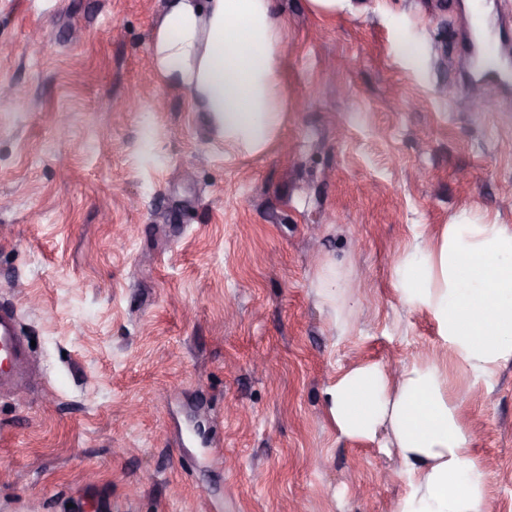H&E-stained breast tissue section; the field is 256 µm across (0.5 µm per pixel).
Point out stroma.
<instances>
[{"label": "stroma", "instance_id": "35a3bbf8", "mask_svg": "<svg viewBox=\"0 0 512 512\" xmlns=\"http://www.w3.org/2000/svg\"><path fill=\"white\" fill-rule=\"evenodd\" d=\"M165 4L0 0V308L37 371L0 391V512H395L396 449L325 390L441 355L394 270L459 215L512 228V100L466 83V0H278L284 120L248 154L158 82ZM449 378L512 512V361ZM318 283L324 300L337 306L342 300V296L336 267H333L332 264L323 266L318 274Z\"/></svg>", "mask_w": 512, "mask_h": 512}]
</instances>
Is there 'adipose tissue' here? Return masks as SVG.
Instances as JSON below:
<instances>
[{
    "instance_id": "ef3b65f1",
    "label": "adipose tissue",
    "mask_w": 512,
    "mask_h": 512,
    "mask_svg": "<svg viewBox=\"0 0 512 512\" xmlns=\"http://www.w3.org/2000/svg\"><path fill=\"white\" fill-rule=\"evenodd\" d=\"M285 19L275 0H168L151 43L160 82L188 91L216 138L262 152L278 134ZM400 301L428 310L447 357L416 358L398 375L358 363L325 390L328 415L352 440L386 434L409 486L396 512H483L487 466L473 450L448 367L491 385L512 361V229L462 217L395 269Z\"/></svg>"
}]
</instances>
